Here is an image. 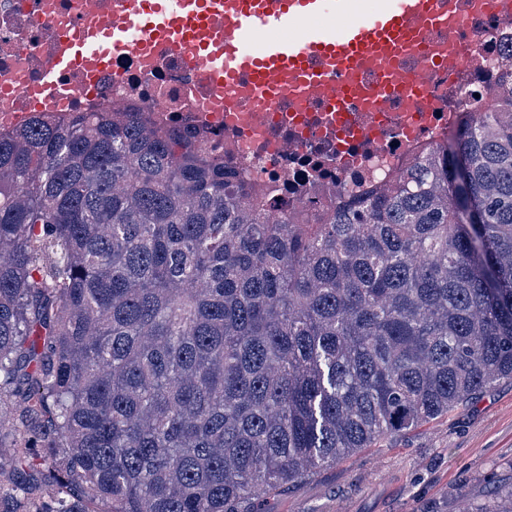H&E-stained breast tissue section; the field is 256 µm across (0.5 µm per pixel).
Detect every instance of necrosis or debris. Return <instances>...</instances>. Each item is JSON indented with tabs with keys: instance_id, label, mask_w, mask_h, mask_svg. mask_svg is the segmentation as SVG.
Masks as SVG:
<instances>
[{
	"instance_id": "necrosis-or-debris-1",
	"label": "necrosis or debris",
	"mask_w": 512,
	"mask_h": 512,
	"mask_svg": "<svg viewBox=\"0 0 512 512\" xmlns=\"http://www.w3.org/2000/svg\"><path fill=\"white\" fill-rule=\"evenodd\" d=\"M112 0H0V133L44 118L70 120L106 105H127L158 127L204 137L226 169L276 209L313 214L350 203L399 178L416 158L443 146L465 119H479L501 66L512 55V0H446L454 27L431 32L447 40V64L427 56L400 62L418 74L436 101L416 112L401 86L389 84L378 111L352 100L329 112L321 100L237 98L226 102L197 68L154 38L94 68L64 70L67 95L41 91L42 71L62 37L106 17Z\"/></svg>"
}]
</instances>
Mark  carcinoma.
<instances>
[{"mask_svg": "<svg viewBox=\"0 0 512 512\" xmlns=\"http://www.w3.org/2000/svg\"><path fill=\"white\" fill-rule=\"evenodd\" d=\"M0 512H267L512 379V58L454 149L306 219L111 107L0 135ZM471 512H512V480ZM15 439V432L3 431V433H1L0 480H2L4 483H7L15 476L11 466V461L13 458L12 454L15 450V448H13Z\"/></svg>", "mask_w": 512, "mask_h": 512, "instance_id": "carcinoma-1", "label": "carcinoma"}]
</instances>
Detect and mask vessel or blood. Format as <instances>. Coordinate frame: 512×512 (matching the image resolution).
Here are the masks:
<instances>
[{"label":"vessel or blood","mask_w":512,"mask_h":512,"mask_svg":"<svg viewBox=\"0 0 512 512\" xmlns=\"http://www.w3.org/2000/svg\"><path fill=\"white\" fill-rule=\"evenodd\" d=\"M118 24L105 26L97 45L90 36H68L45 75L53 87L56 72L99 58L107 50L128 47L132 34L160 35L176 49L204 62L203 78L235 91L241 75L251 78L253 95L277 98L294 91L323 94L331 112L343 109L347 96L376 99L382 89L367 85L374 71L388 77L400 53L429 52L440 64L448 61L447 43H430L427 35L447 29L448 13L440 0H387L385 8L362 11L360 0H117ZM351 15L336 32L307 29L298 39L255 48L258 31L288 28L313 15ZM349 81L332 88L333 71Z\"/></svg>","instance_id":"b4317fda"}]
</instances>
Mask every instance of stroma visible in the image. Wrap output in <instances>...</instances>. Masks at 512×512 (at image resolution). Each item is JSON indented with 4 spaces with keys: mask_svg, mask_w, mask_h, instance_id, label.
<instances>
[{
    "mask_svg": "<svg viewBox=\"0 0 512 512\" xmlns=\"http://www.w3.org/2000/svg\"><path fill=\"white\" fill-rule=\"evenodd\" d=\"M512 479V380L410 434L344 457L271 501L270 512H459Z\"/></svg>",
    "mask_w": 512,
    "mask_h": 512,
    "instance_id": "obj_1",
    "label": "stroma"
}]
</instances>
